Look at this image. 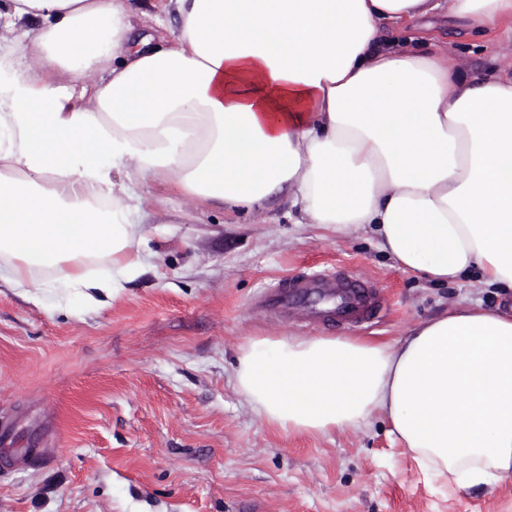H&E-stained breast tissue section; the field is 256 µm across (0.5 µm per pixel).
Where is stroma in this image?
Segmentation results:
<instances>
[{"mask_svg":"<svg viewBox=\"0 0 512 512\" xmlns=\"http://www.w3.org/2000/svg\"><path fill=\"white\" fill-rule=\"evenodd\" d=\"M435 42L487 77L505 37L435 20ZM143 245L151 267L114 299L32 300L0 281V432L36 441L43 466L0 477V512H512V482L441 485L391 443L389 426L293 434L263 422L237 391L239 347L257 337L350 336L394 342L461 302L512 303L477 277L433 284L395 265L369 233L301 224L287 194L260 217L192 205L150 183ZM343 268L375 282L385 309L370 326L283 324L253 308L275 279Z\"/></svg>","mask_w":512,"mask_h":512,"instance_id":"35a3bbf8","label":"stroma"}]
</instances>
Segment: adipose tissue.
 <instances>
[{
    "mask_svg": "<svg viewBox=\"0 0 512 512\" xmlns=\"http://www.w3.org/2000/svg\"><path fill=\"white\" fill-rule=\"evenodd\" d=\"M173 40L131 0H9L0 40V281L119 296L145 267L150 182L228 214L287 193L299 221L370 228L433 283L512 289V56L469 80L379 24L447 13L477 34L512 0H160ZM39 22L33 37L22 30ZM108 260L87 275L86 260ZM235 386L267 424L327 434L386 419L427 475L512 479V309L463 303L392 343L260 337Z\"/></svg>",
    "mask_w": 512,
    "mask_h": 512,
    "instance_id": "ef3b65f1",
    "label": "adipose tissue"
}]
</instances>
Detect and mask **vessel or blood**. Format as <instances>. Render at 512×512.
Here are the masks:
<instances>
[{
    "label": "vessel or blood",
    "mask_w": 512,
    "mask_h": 512,
    "mask_svg": "<svg viewBox=\"0 0 512 512\" xmlns=\"http://www.w3.org/2000/svg\"><path fill=\"white\" fill-rule=\"evenodd\" d=\"M268 316L304 322L328 314L340 323H361L375 317L381 308L376 285L351 279L342 269L332 268L307 276H285L265 288L258 302ZM46 449L0 450V467L16 470L44 464Z\"/></svg>",
    "instance_id": "vessel-or-blood-1"
}]
</instances>
